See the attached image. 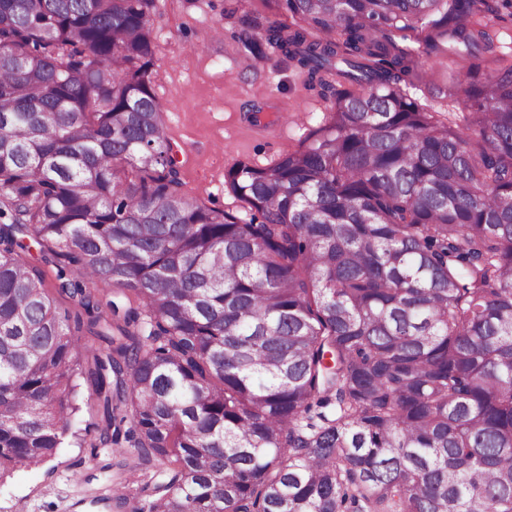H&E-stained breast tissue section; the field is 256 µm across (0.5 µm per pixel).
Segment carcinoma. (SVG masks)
Masks as SVG:
<instances>
[{"label":"carcinoma","mask_w":512,"mask_h":512,"mask_svg":"<svg viewBox=\"0 0 512 512\" xmlns=\"http://www.w3.org/2000/svg\"><path fill=\"white\" fill-rule=\"evenodd\" d=\"M274 2L303 25L251 54L349 87L228 170L244 220L182 191L159 0H0V478L55 454L83 379L92 456L154 468L130 512H512V0ZM417 29L494 57L448 123L401 86Z\"/></svg>","instance_id":"carcinoma-1"}]
</instances>
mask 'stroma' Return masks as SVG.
<instances>
[{
	"label": "stroma",
	"instance_id": "obj_1",
	"mask_svg": "<svg viewBox=\"0 0 512 512\" xmlns=\"http://www.w3.org/2000/svg\"><path fill=\"white\" fill-rule=\"evenodd\" d=\"M294 25L273 0H166L154 15L153 89L180 171L183 191L209 207L245 216L225 182L240 161L263 166L297 149L333 103L277 53L257 58L243 42L272 23ZM454 64L447 52L418 53L410 95L444 116L440 92ZM100 417L83 408L55 455L0 480V512H117L105 488L140 498L141 470L131 452L92 454Z\"/></svg>",
	"mask_w": 512,
	"mask_h": 512
}]
</instances>
